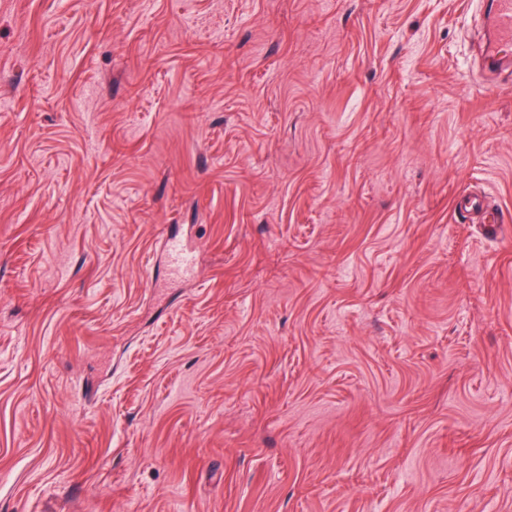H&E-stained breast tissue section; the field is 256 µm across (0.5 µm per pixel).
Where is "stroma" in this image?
I'll return each instance as SVG.
<instances>
[{"label": "stroma", "instance_id": "35a3bbf8", "mask_svg": "<svg viewBox=\"0 0 512 512\" xmlns=\"http://www.w3.org/2000/svg\"><path fill=\"white\" fill-rule=\"evenodd\" d=\"M486 16L0 0V512H512ZM457 211L462 215L478 216L481 224L502 223V211L486 203L483 197L477 194L462 197L457 203ZM165 247L170 259L173 270L182 275L184 278H191L192 264L189 259V251L184 249L181 245L173 243L172 245L167 242Z\"/></svg>", "mask_w": 512, "mask_h": 512}]
</instances>
